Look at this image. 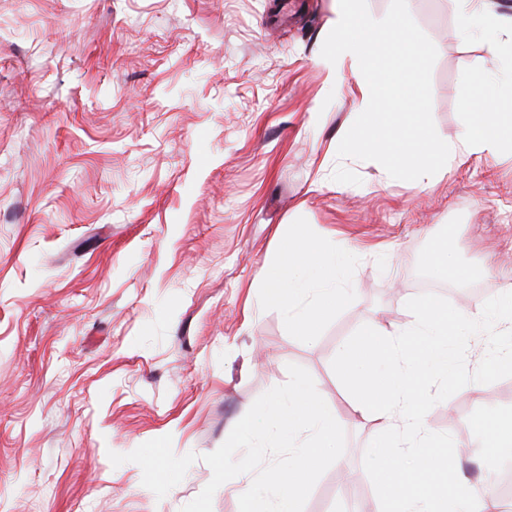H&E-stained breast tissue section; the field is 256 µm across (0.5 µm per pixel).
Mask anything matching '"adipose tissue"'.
I'll return each instance as SVG.
<instances>
[{
	"label": "adipose tissue",
	"mask_w": 512,
	"mask_h": 512,
	"mask_svg": "<svg viewBox=\"0 0 512 512\" xmlns=\"http://www.w3.org/2000/svg\"><path fill=\"white\" fill-rule=\"evenodd\" d=\"M341 257L335 244L301 233L290 236L288 265L272 278L268 294L288 310L298 335H318L324 319L351 299L353 286L339 279ZM493 324L501 326L507 343L487 362L486 374L492 378L512 370L511 291L473 309L448 310L431 301L413 310L406 330H390L372 321L339 347L336 367L354 411L388 437L391 462L377 480L380 512H500L491 474L473 482L452 471L448 487L433 486L423 495L404 492L401 480L410 461L420 475L434 470L430 458L413 461L408 454L409 448L429 439L425 406L418 401L420 378L432 370L447 372L449 337L461 338ZM379 357L392 364L382 378L371 368Z\"/></svg>",
	"instance_id": "adipose-tissue-1"
}]
</instances>
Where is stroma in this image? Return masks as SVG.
Here are the masks:
<instances>
[{
	"instance_id": "1",
	"label": "stroma",
	"mask_w": 512,
	"mask_h": 512,
	"mask_svg": "<svg viewBox=\"0 0 512 512\" xmlns=\"http://www.w3.org/2000/svg\"><path fill=\"white\" fill-rule=\"evenodd\" d=\"M438 51L432 115L455 142L465 61L506 37L459 0H407ZM336 0H0V512H181L253 402L305 368L334 405L343 455L304 512H379L384 437L352 414L336 350L365 322L404 327L428 299L469 308L512 290V153H476L415 195L374 161L336 157L355 119L350 68L321 56ZM344 244L353 299L318 336L266 299L289 231ZM457 275L433 295L431 248ZM504 339L449 345L425 380L432 439L472 475L512 450L472 441L512 417ZM171 436L197 454L159 498L127 454Z\"/></svg>"
}]
</instances>
